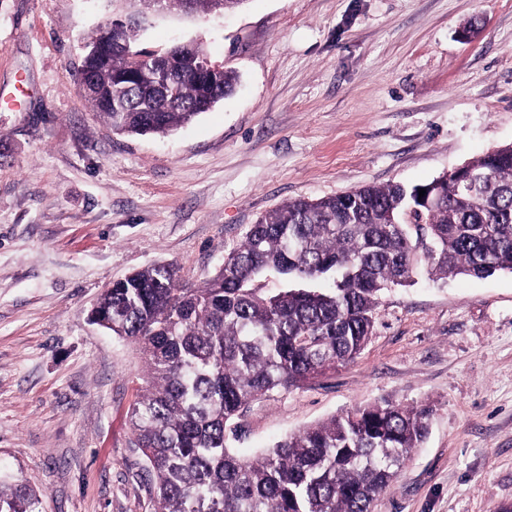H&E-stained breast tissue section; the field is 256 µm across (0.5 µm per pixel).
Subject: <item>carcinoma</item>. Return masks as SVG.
<instances>
[{"instance_id": "cac0c4a2", "label": "carcinoma", "mask_w": 512, "mask_h": 512, "mask_svg": "<svg viewBox=\"0 0 512 512\" xmlns=\"http://www.w3.org/2000/svg\"><path fill=\"white\" fill-rule=\"evenodd\" d=\"M159 2L217 12L246 0ZM137 32L129 18L106 23L94 36L104 47L82 64L87 98L112 130L166 135L234 91L237 76L224 68L214 84L201 79L211 61L195 44L162 77L161 53L134 48ZM469 166L472 183L452 173L411 188L288 201L250 225L199 288L185 287L171 263L103 291L107 329L137 343L148 364L129 424L153 512H373L424 442L430 405L359 407L254 458L227 448L225 432L253 402L357 359L382 292L407 283L419 258L437 279L512 270V147ZM268 272L287 286L264 291L257 280ZM40 504L33 487L0 479V512H40Z\"/></svg>"}]
</instances>
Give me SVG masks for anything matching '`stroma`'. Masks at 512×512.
Masks as SVG:
<instances>
[{"label":"stroma","mask_w":512,"mask_h":512,"mask_svg":"<svg viewBox=\"0 0 512 512\" xmlns=\"http://www.w3.org/2000/svg\"><path fill=\"white\" fill-rule=\"evenodd\" d=\"M116 0H0V475L43 512H153L127 411L131 341L89 319L160 263L202 286L283 203L428 182L512 145V0H246L171 7L137 46L202 45L235 93L165 137L115 133L77 84ZM430 402L428 437L374 512L512 505V272L386 291L354 362L238 418L255 456L357 407ZM156 7L162 6V9L172 6H180L187 12L197 11L217 12L228 11L242 6L246 0H159Z\"/></svg>","instance_id":"1"}]
</instances>
